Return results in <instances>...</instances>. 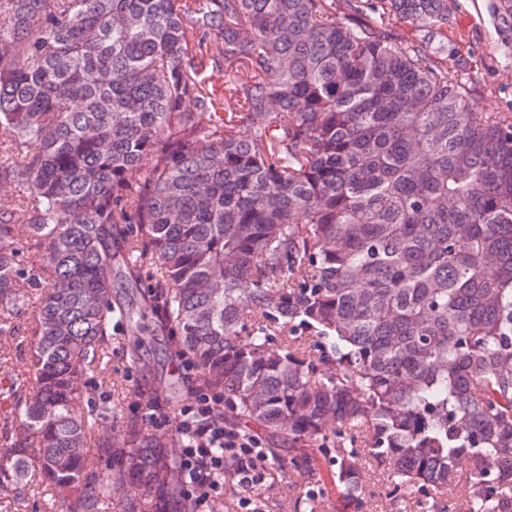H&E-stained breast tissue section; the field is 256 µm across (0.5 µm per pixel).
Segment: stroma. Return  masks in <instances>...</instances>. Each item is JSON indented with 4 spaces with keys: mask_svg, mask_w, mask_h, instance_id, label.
I'll list each match as a JSON object with an SVG mask.
<instances>
[{
    "mask_svg": "<svg viewBox=\"0 0 512 512\" xmlns=\"http://www.w3.org/2000/svg\"><path fill=\"white\" fill-rule=\"evenodd\" d=\"M448 53L458 59V77L473 90L479 106L487 112H499L512 106V70H504L503 54L512 55V30L501 28L496 14L498 0H448ZM33 315L25 310L15 320L16 336L0 344V379L20 373L28 352L27 326ZM139 345L142 357L151 366L154 381L161 385L185 387L171 357L166 336L153 330L149 321L120 323L112 339V353L104 374L93 382V405L120 406L123 417L136 407L135 391L141 372L128 360L129 346ZM380 466L364 461V494L361 506H343L341 500L328 502L330 512H389L386 488ZM305 493L300 481L287 473L264 475L253 500L258 512H295L294 504Z\"/></svg>",
    "mask_w": 512,
    "mask_h": 512,
    "instance_id": "1",
    "label": "stroma"
}]
</instances>
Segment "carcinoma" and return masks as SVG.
Here are the masks:
<instances>
[{
  "label": "carcinoma",
  "mask_w": 512,
  "mask_h": 512,
  "mask_svg": "<svg viewBox=\"0 0 512 512\" xmlns=\"http://www.w3.org/2000/svg\"><path fill=\"white\" fill-rule=\"evenodd\" d=\"M363 2L0 0V340L40 289L0 500L196 512L173 439L84 411L141 287L265 470L512 512V109L448 70V0ZM50 495L38 484L29 487L24 496L8 507L7 512H50Z\"/></svg>",
  "instance_id": "cac0c4a2"
}]
</instances>
